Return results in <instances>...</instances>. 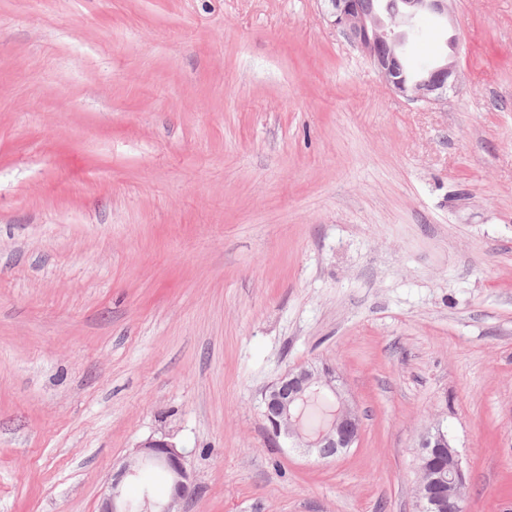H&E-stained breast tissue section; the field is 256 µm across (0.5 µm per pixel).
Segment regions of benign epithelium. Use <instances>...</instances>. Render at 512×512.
<instances>
[{"instance_id":"7a95c632","label":"benign epithelium","mask_w":512,"mask_h":512,"mask_svg":"<svg viewBox=\"0 0 512 512\" xmlns=\"http://www.w3.org/2000/svg\"><path fill=\"white\" fill-rule=\"evenodd\" d=\"M331 24L340 29L375 66L390 89L412 102L436 104L455 83L458 62H435L410 83L402 74L400 47L404 33L385 25L383 15H399L411 22L425 11L446 16L449 0H389L377 11L361 0H329ZM328 393L320 424L311 428L305 414L312 400ZM262 412L273 437L286 435L308 452L324 459L353 447L359 438L357 412L336 385L335 370L302 366L285 373L264 393ZM417 499L419 512H448V505L464 503L465 468L459 451L440 426L427 430L419 443ZM152 464L167 475V491L153 501L156 512H174L179 500L189 492L192 477L184 453L164 439H149L134 449L113 479L102 512H128L123 497V479L137 477Z\"/></svg>"}]
</instances>
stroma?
Listing matches in <instances>:
<instances>
[{
  "label": "stroma",
  "instance_id": "35a3bbf8",
  "mask_svg": "<svg viewBox=\"0 0 512 512\" xmlns=\"http://www.w3.org/2000/svg\"><path fill=\"white\" fill-rule=\"evenodd\" d=\"M392 92L328 0H0V512H101L132 448L182 512H418L447 429L512 512V0H453ZM335 367L360 436L273 439ZM335 370L302 366L289 370L264 393L262 412L274 438L286 435L317 458H329L352 448L359 438L357 412L336 385ZM328 393L320 424L311 428L305 414L317 396ZM148 464L160 467L167 475L166 485L168 488L165 496L153 501L156 512H180L174 511V507L180 499L186 497L192 483L191 473L186 466L185 455L172 443L164 439L152 438L135 448L129 459L121 467L111 483L110 492L105 498L101 512L128 511L129 506L123 497L122 486L125 477H137L135 479L143 489L141 504L131 503V512H144L142 510L145 506V499L154 495L157 483L161 481L165 483V475L160 469L152 466L144 469ZM141 471L142 473L139 476Z\"/></svg>",
  "mask_w": 512,
  "mask_h": 512
}]
</instances>
